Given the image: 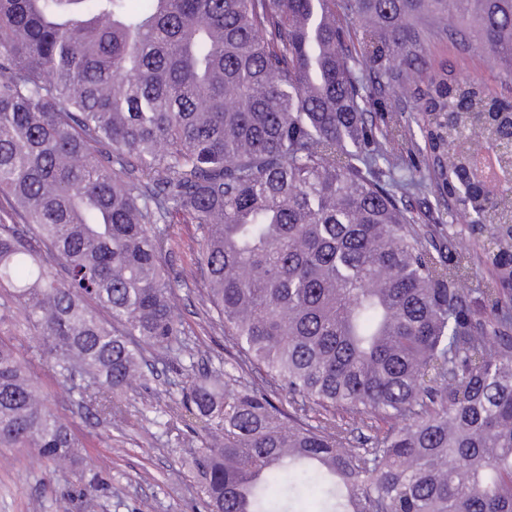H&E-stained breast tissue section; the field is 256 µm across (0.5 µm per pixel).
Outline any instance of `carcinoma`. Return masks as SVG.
Instances as JSON below:
<instances>
[{
	"label": "carcinoma",
	"mask_w": 512,
	"mask_h": 512,
	"mask_svg": "<svg viewBox=\"0 0 512 512\" xmlns=\"http://www.w3.org/2000/svg\"><path fill=\"white\" fill-rule=\"evenodd\" d=\"M433 41L512 82V0H0V293L33 333L0 330V447L81 460L44 358L110 416L174 348L208 512H292L305 483L318 512H512V184L462 188L512 101ZM369 90L413 103L424 145ZM404 156L428 181L394 178ZM176 218L198 248L173 277ZM199 278L260 383L195 369L174 285ZM431 62L436 66L447 61L454 73L474 80L488 87L494 96L512 98V85H505L495 77L486 58L474 49H462L451 44H431L429 46Z\"/></svg>",
	"instance_id": "cac0c4a2"
}]
</instances>
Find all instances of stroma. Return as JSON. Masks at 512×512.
Here are the masks:
<instances>
[{
    "label": "stroma",
    "instance_id": "stroma-1",
    "mask_svg": "<svg viewBox=\"0 0 512 512\" xmlns=\"http://www.w3.org/2000/svg\"><path fill=\"white\" fill-rule=\"evenodd\" d=\"M432 63L448 62L454 73L512 98L486 58L450 44L429 47ZM177 311L187 335L202 343L200 362L227 361V341L204 315L201 284L177 286ZM149 370L121 400L112 419L95 407L73 403L71 384L52 362L38 367V382L48 404L69 422L85 445V462L106 461L99 470L94 510H87L73 467L40 459L33 448H0V512H205L200 478L192 459L200 445L184 423L169 424L187 381V361L177 351L150 354Z\"/></svg>",
    "mask_w": 512,
    "mask_h": 512
}]
</instances>
